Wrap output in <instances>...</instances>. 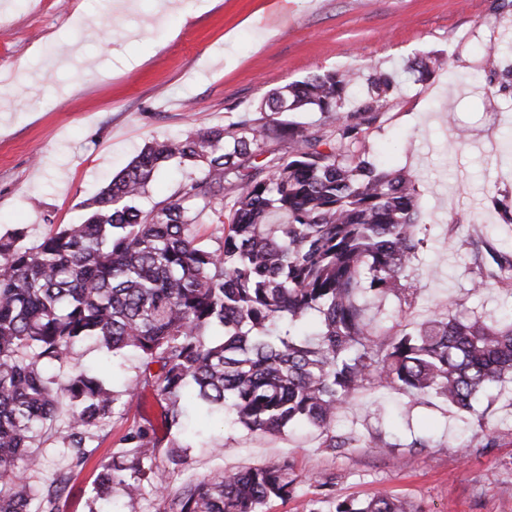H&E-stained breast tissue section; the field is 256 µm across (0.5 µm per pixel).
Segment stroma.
Segmentation results:
<instances>
[{
    "label": "stroma",
    "mask_w": 512,
    "mask_h": 512,
    "mask_svg": "<svg viewBox=\"0 0 512 512\" xmlns=\"http://www.w3.org/2000/svg\"><path fill=\"white\" fill-rule=\"evenodd\" d=\"M179 2L167 16L163 0H0V234L23 225L34 243L51 225L81 223L85 201L146 143L229 125L312 72L366 74L438 56L444 63L429 81L405 77L370 138L380 163L417 176L423 240L417 292L385 302L377 319L396 334L437 308L489 322L512 309V290L471 288L490 251L512 256V224L495 206L512 199V80L501 75L512 65V0H289L284 14L276 0ZM460 127L467 139L457 138ZM75 357L121 398L82 466L72 467L55 435L43 436L45 468L31 481L40 488L51 471L70 470L62 512H89L97 466L141 427L157 439L154 474L135 498L115 492L120 512H163L158 488L282 461L298 484L266 512H334L337 502L379 494L418 512H512L510 381L464 417L435 399L367 386L336 430L379 434L388 450L328 451L305 425L259 436L197 408L174 434L137 356L114 359L85 342ZM498 434L502 443L487 444ZM415 437L427 447H411ZM174 439L188 446L177 464Z\"/></svg>",
    "instance_id": "35a3bbf8"
}]
</instances>
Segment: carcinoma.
Wrapping results in <instances>:
<instances>
[{
  "label": "carcinoma",
  "mask_w": 512,
  "mask_h": 512,
  "mask_svg": "<svg viewBox=\"0 0 512 512\" xmlns=\"http://www.w3.org/2000/svg\"><path fill=\"white\" fill-rule=\"evenodd\" d=\"M438 63L419 58L403 72L424 81ZM361 81L366 91L351 108ZM398 86V74L383 70L315 72L270 93L261 118L244 112L226 127L150 142L85 203L83 223L60 224L35 244L21 229L0 236V512H60L71 472L55 471L42 492L21 477L20 465L40 467L35 426L51 425L66 404L61 438L80 466L92 431L112 417L119 394L70 359L81 339L158 365L153 387L171 428L194 405L257 434L305 423L332 450L390 447L379 435H336V418L367 385L470 412L512 380V312L496 324L431 314L394 335L368 313L417 291L418 184L369 147ZM309 111L330 130L288 118ZM271 141L288 143V154L267 158ZM172 166L182 170L177 189L142 209L138 200ZM207 214L220 224L210 244L196 231ZM492 259L497 269L479 274L473 290L512 278V258ZM65 363L59 382L47 368ZM127 440L132 450L99 464L95 499L105 509L90 512H112L113 486L132 498L150 481L149 431ZM296 484L288 464H261L160 496L165 512H264ZM335 512L411 510L378 495Z\"/></svg>",
  "instance_id": "carcinoma-1"
}]
</instances>
